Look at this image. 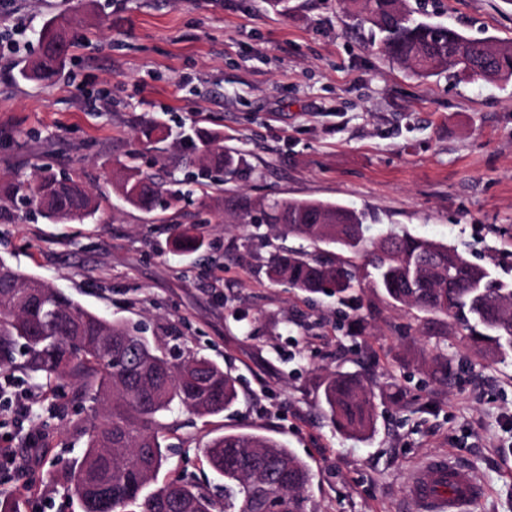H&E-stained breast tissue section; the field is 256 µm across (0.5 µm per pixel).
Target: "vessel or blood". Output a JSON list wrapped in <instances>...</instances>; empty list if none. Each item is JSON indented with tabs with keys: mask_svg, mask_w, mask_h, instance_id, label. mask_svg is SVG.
Segmentation results:
<instances>
[{
	"mask_svg": "<svg viewBox=\"0 0 512 512\" xmlns=\"http://www.w3.org/2000/svg\"><path fill=\"white\" fill-rule=\"evenodd\" d=\"M483 496L472 471L444 454L428 458L411 476L410 499L417 512H472Z\"/></svg>",
	"mask_w": 512,
	"mask_h": 512,
	"instance_id": "b4317fda",
	"label": "vessel or blood"
}]
</instances>
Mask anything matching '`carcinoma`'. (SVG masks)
Listing matches in <instances>:
<instances>
[{
    "instance_id": "cac0c4a2",
    "label": "carcinoma",
    "mask_w": 512,
    "mask_h": 512,
    "mask_svg": "<svg viewBox=\"0 0 512 512\" xmlns=\"http://www.w3.org/2000/svg\"><path fill=\"white\" fill-rule=\"evenodd\" d=\"M347 11L371 24L390 58L421 76L438 70L489 82L512 80V45L476 39L415 16L407 0H343ZM71 20L54 18L41 31V51L24 71L27 78L54 79L68 55ZM194 159L197 183L213 171L227 179L241 160L224 148L223 137L199 136ZM117 189L130 205L146 212L167 207L182 194L168 191L137 167L127 165ZM0 195L22 201L54 223L82 222L99 202L73 177L41 171L33 179L14 177ZM224 211L242 224L254 213L282 236H296L315 247L338 248L364 259L354 271L319 255L275 254L268 262L271 281L306 294L330 289L356 301L368 283L388 301L443 315L464 332L479 352L512 356V287L485 267L470 262L446 243L389 230L366 236L367 214L338 203L281 198L256 208L248 197L224 200ZM0 368H19L53 382L76 381L88 407L86 449L67 467V491L82 512H97L101 489H112L110 512H263L270 499L283 512H315L312 466L287 444L255 432H226L204 448L208 465L224 478V504L183 477L156 484L163 466L165 424L176 410L218 415L238 398L236 378L210 359L181 347H166L122 321L102 316L53 282L22 272L0 258ZM323 402L342 434L359 438L374 431L377 405L371 390L355 375L335 372L324 381Z\"/></svg>"
}]
</instances>
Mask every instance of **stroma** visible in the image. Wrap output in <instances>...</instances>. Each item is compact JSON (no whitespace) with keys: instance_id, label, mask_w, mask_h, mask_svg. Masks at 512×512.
Segmentation results:
<instances>
[{"instance_id":"35a3bbf8","label":"stroma","mask_w":512,"mask_h":512,"mask_svg":"<svg viewBox=\"0 0 512 512\" xmlns=\"http://www.w3.org/2000/svg\"><path fill=\"white\" fill-rule=\"evenodd\" d=\"M472 38L512 41V0H409ZM70 13L69 53L53 81L21 75L52 16ZM0 182L66 170L98 196L84 222L53 224L0 200V256L53 280L88 308L143 328L149 339L200 352L238 381L217 416L166 417L168 459L157 480L184 476L222 496L203 449L229 431L287 443L316 473L317 512H414L412 471L430 455L458 458L485 487L476 512H512V359L478 355L451 319L386 303L305 295L267 276L270 257L303 247L224 221V199L299 198L367 210L390 228L455 245L512 283V82L440 72L420 77L390 61L379 38L340 0H7L0 30ZM169 132L142 144L141 129ZM221 133L243 175L216 174L169 209L144 212L115 188L125 165L177 189L196 131ZM203 248L182 253L173 229ZM358 375L376 396L370 437L336 432L323 380ZM29 421L0 415V434L27 458L29 481L0 473L16 512H82L63 466L85 445L76 386L38 381Z\"/></svg>"}]
</instances>
